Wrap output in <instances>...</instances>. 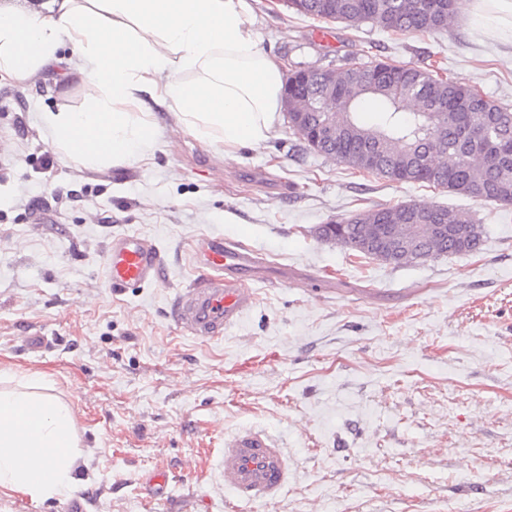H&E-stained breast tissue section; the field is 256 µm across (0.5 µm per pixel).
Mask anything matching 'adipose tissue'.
Returning a JSON list of instances; mask_svg holds the SVG:
<instances>
[{"mask_svg":"<svg viewBox=\"0 0 512 512\" xmlns=\"http://www.w3.org/2000/svg\"><path fill=\"white\" fill-rule=\"evenodd\" d=\"M484 33L512 42V0H473ZM76 57L71 80L100 94L42 113L63 158L87 168L147 156L162 103L224 156L262 146L280 120L283 67L261 45L250 0H0V73L24 84ZM38 375L0 387V489L48 500L79 483L72 408Z\"/></svg>","mask_w":512,"mask_h":512,"instance_id":"adipose-tissue-1","label":"adipose tissue"}]
</instances>
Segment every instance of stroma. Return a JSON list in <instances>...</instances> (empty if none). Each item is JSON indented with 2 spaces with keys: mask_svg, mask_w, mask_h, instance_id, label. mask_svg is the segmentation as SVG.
I'll return each instance as SVG.
<instances>
[{
  "mask_svg": "<svg viewBox=\"0 0 512 512\" xmlns=\"http://www.w3.org/2000/svg\"><path fill=\"white\" fill-rule=\"evenodd\" d=\"M251 4L285 73L438 62L512 108V45L470 11L415 35ZM59 55L29 83L0 79V372L45 374L72 406L82 482L45 502L1 490L0 512H69L75 499L86 512H512V205L353 170L307 149L285 119L265 145L223 160L159 105L148 159L87 169L55 156L47 168L40 113L99 93L67 78L69 47ZM398 204L476 221L480 249L394 266L318 236L332 219ZM126 231L154 240L165 269L116 292L105 249ZM206 235L292 272L256 285L254 307L211 343L168 317ZM36 330L51 351L27 345ZM241 427L269 430L288 452L275 502H238L217 475ZM157 471L169 483L155 497Z\"/></svg>",
  "mask_w": 512,
  "mask_h": 512,
  "instance_id": "stroma-1",
  "label": "stroma"
}]
</instances>
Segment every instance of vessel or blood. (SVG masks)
<instances>
[{"mask_svg":"<svg viewBox=\"0 0 512 512\" xmlns=\"http://www.w3.org/2000/svg\"><path fill=\"white\" fill-rule=\"evenodd\" d=\"M204 271L179 289L170 304L173 322L195 339L223 338L237 326L255 302L253 285L274 277H287L246 244L220 237L209 238L199 256ZM164 257L155 242L126 231L112 236L105 251V277L109 287L130 288L155 282ZM220 473L225 489L246 502L277 501L288 487V455L275 435L254 427L236 430L224 440Z\"/></svg>","mask_w":512,"mask_h":512,"instance_id":"vessel-or-blood-1","label":"vessel or blood"}]
</instances>
